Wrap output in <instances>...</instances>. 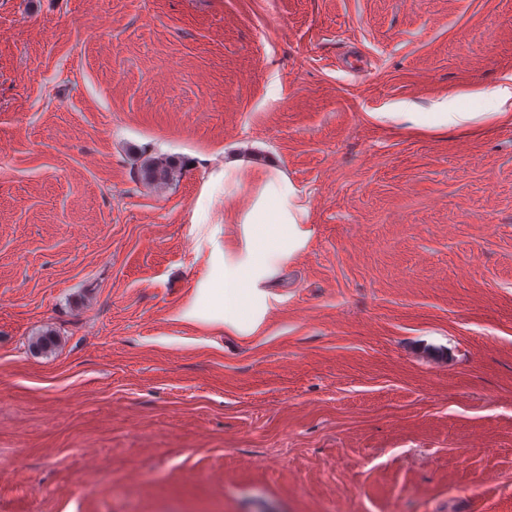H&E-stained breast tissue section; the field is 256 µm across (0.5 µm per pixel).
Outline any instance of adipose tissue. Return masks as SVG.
I'll return each instance as SVG.
<instances>
[{
    "mask_svg": "<svg viewBox=\"0 0 512 512\" xmlns=\"http://www.w3.org/2000/svg\"><path fill=\"white\" fill-rule=\"evenodd\" d=\"M224 193H245L224 243L219 280L197 289L182 318L238 336L258 333L280 303L273 290L282 268L302 254L312 231L300 188L273 160L233 155L224 161Z\"/></svg>",
    "mask_w": 512,
    "mask_h": 512,
    "instance_id": "ef3b65f1",
    "label": "adipose tissue"
}]
</instances>
